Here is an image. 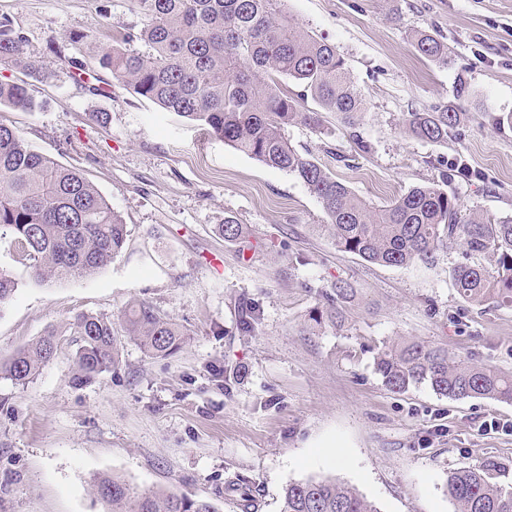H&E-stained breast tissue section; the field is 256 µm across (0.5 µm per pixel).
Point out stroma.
Returning a JSON list of instances; mask_svg holds the SVG:
<instances>
[{
	"label": "stroma",
	"instance_id": "35a3bbf8",
	"mask_svg": "<svg viewBox=\"0 0 512 512\" xmlns=\"http://www.w3.org/2000/svg\"><path fill=\"white\" fill-rule=\"evenodd\" d=\"M289 14L345 59L365 112L349 127H289L370 206L445 183L460 214L512 215V0H287ZM26 50L52 77L34 83L39 107L5 112L32 147L80 170L123 218L127 245L84 278L37 279L0 238V270L18 287L0 307V359L56 329L55 358L25 386L0 380V512H103L90 483L119 477L133 491L163 488L241 512L228 492L249 480L254 512H280L286 486L330 477L378 512H455L450 470L494 457L512 463V403L451 400L426 386L395 393L373 350L400 338L448 347L512 374V308L464 303L450 276L462 256L390 267L341 251L321 204L301 181L140 98L100 68L101 41L136 31L131 0H0ZM440 34L448 65L417 56L411 34ZM469 93L457 98L458 82ZM458 102L447 142L409 136L410 112ZM109 115L107 124L91 120ZM234 217L249 246L215 232ZM357 290L343 329L309 315L332 282ZM152 303L189 334L155 358L118 331V362L73 385L81 312L119 320ZM261 319L239 332L246 307Z\"/></svg>",
	"mask_w": 512,
	"mask_h": 512
}]
</instances>
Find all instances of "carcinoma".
Listing matches in <instances>:
<instances>
[{
    "label": "carcinoma",
    "mask_w": 512,
    "mask_h": 512,
    "mask_svg": "<svg viewBox=\"0 0 512 512\" xmlns=\"http://www.w3.org/2000/svg\"><path fill=\"white\" fill-rule=\"evenodd\" d=\"M143 23L135 33L110 42L87 40L90 56L135 94L168 112L205 127L224 144L300 180L320 202L325 228L336 246L384 266H431L440 253L458 249L464 261L451 275L459 297L472 306L512 307V216H459L456 195L437 184L413 187L375 209L336 180L286 136L295 124L318 128L320 113L304 107L312 98L322 109L356 125L362 100L345 59L336 47L297 23L286 0H132ZM139 42L144 51L129 48ZM418 55L448 65V46L426 32L411 36ZM0 61L38 82L48 78L27 55L13 20L0 15ZM300 91H288L281 81ZM39 107L25 80H0V111L33 112ZM462 112L443 105L410 112L406 132L431 143L448 140ZM217 232L241 244L247 227L227 217ZM12 239L36 278L88 277L105 267L126 243L121 215L80 171L33 150L11 125L0 121V236ZM490 255L488 267L478 258ZM17 290L16 279L0 271V305ZM354 288L337 281L322 293L310 320L341 328ZM259 308L252 306L239 326L255 332ZM129 339L155 357H172L187 333L149 302L134 299L122 314ZM73 382L87 383L116 364L112 319L79 313ZM58 349V333L47 330L30 345L0 361V380L31 382ZM374 368L384 386L404 392L427 385L454 398H493L512 403V375L414 339L377 350ZM448 498L456 512H512V467L487 459L448 472ZM91 493L109 512H219L213 502L167 490L135 494L115 476H97ZM281 512H378L366 497L333 478L288 484Z\"/></svg>",
    "instance_id": "carcinoma-1"
}]
</instances>
